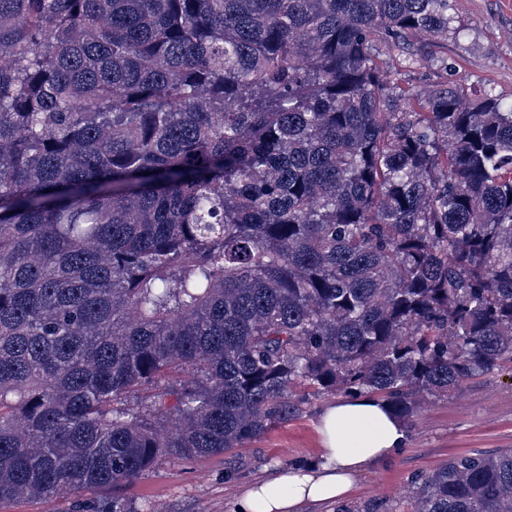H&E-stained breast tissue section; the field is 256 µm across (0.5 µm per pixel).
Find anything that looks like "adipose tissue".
I'll use <instances>...</instances> for the list:
<instances>
[{
	"label": "adipose tissue",
	"mask_w": 512,
	"mask_h": 512,
	"mask_svg": "<svg viewBox=\"0 0 512 512\" xmlns=\"http://www.w3.org/2000/svg\"><path fill=\"white\" fill-rule=\"evenodd\" d=\"M322 448L309 462L278 469L250 483L232 512H299L306 504L331 505L356 478L407 441L402 423L374 396H350L326 405L318 417Z\"/></svg>",
	"instance_id": "obj_1"
}]
</instances>
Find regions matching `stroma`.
<instances>
[{"mask_svg":"<svg viewBox=\"0 0 512 512\" xmlns=\"http://www.w3.org/2000/svg\"><path fill=\"white\" fill-rule=\"evenodd\" d=\"M454 30L436 39L421 33L407 56L381 53L392 84L425 95L446 81H463L469 97L486 92L512 101V0H452ZM330 396H311L298 415L219 456L168 458L129 492L140 512H228L249 483L277 469L314 459L321 450L318 415ZM405 448L361 474L346 499H375L406 512L411 482L449 457L512 448V375L502 371L467 382L448 397L428 399L406 421ZM93 493L0 505V512H91Z\"/></svg>","mask_w":512,"mask_h":512,"instance_id":"obj_1","label":"stroma"}]
</instances>
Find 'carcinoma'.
Returning a JSON list of instances; mask_svg holds the SVG:
<instances>
[{
    "label": "carcinoma",
    "mask_w": 512,
    "mask_h": 512,
    "mask_svg": "<svg viewBox=\"0 0 512 512\" xmlns=\"http://www.w3.org/2000/svg\"><path fill=\"white\" fill-rule=\"evenodd\" d=\"M451 0H0V503L512 368V105L378 61ZM408 512H512V449ZM336 512H395L375 500Z\"/></svg>",
    "instance_id": "carcinoma-1"
}]
</instances>
